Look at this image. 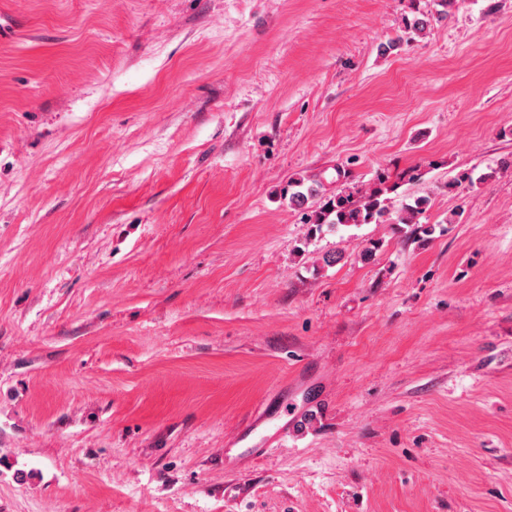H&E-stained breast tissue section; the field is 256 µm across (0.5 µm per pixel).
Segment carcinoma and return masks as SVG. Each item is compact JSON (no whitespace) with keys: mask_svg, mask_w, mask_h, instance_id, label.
Segmentation results:
<instances>
[{"mask_svg":"<svg viewBox=\"0 0 512 512\" xmlns=\"http://www.w3.org/2000/svg\"><path fill=\"white\" fill-rule=\"evenodd\" d=\"M430 25L428 15L417 12L405 21L407 39L412 40L426 33ZM318 180L299 178L288 182V201L290 205L307 211V223L311 231L318 233L323 227L339 228L359 224H417L419 217L427 210L430 200L427 196H418L404 202L397 211H391L393 187L388 178L381 176L367 190L358 193L341 192L322 205H315L319 195L314 185Z\"/></svg>","mask_w":512,"mask_h":512,"instance_id":"carcinoma-1","label":"carcinoma"}]
</instances>
